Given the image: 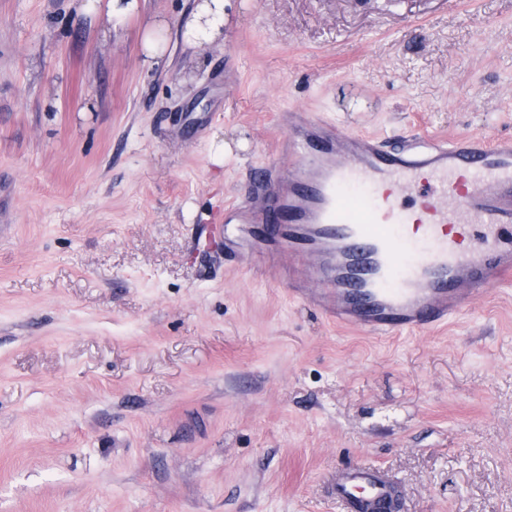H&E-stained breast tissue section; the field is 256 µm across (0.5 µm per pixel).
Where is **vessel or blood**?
I'll list each match as a JSON object with an SVG mask.
<instances>
[{"mask_svg":"<svg viewBox=\"0 0 512 512\" xmlns=\"http://www.w3.org/2000/svg\"><path fill=\"white\" fill-rule=\"evenodd\" d=\"M276 167L212 231L224 261L288 283L330 320L373 334L425 330L512 279V136L391 143L288 115ZM352 512L395 502L383 471L336 473Z\"/></svg>","mask_w":512,"mask_h":512,"instance_id":"1","label":"vessel or blood"}]
</instances>
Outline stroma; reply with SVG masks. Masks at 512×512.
Listing matches in <instances>:
<instances>
[{"label":"stroma","instance_id":"stroma-1","mask_svg":"<svg viewBox=\"0 0 512 512\" xmlns=\"http://www.w3.org/2000/svg\"><path fill=\"white\" fill-rule=\"evenodd\" d=\"M88 4L0 0V512H512V284L371 336L206 239L281 113L512 136V0ZM209 16H212L213 20L207 21L209 23L207 37L215 38L220 35L221 26H224V0H211V2L203 0L197 5L185 23L186 35L196 36L201 31V19ZM204 22L205 20L202 19V23ZM334 490L352 510L380 512L396 501L392 480L374 466L355 464L337 471Z\"/></svg>","mask_w":512,"mask_h":512}]
</instances>
